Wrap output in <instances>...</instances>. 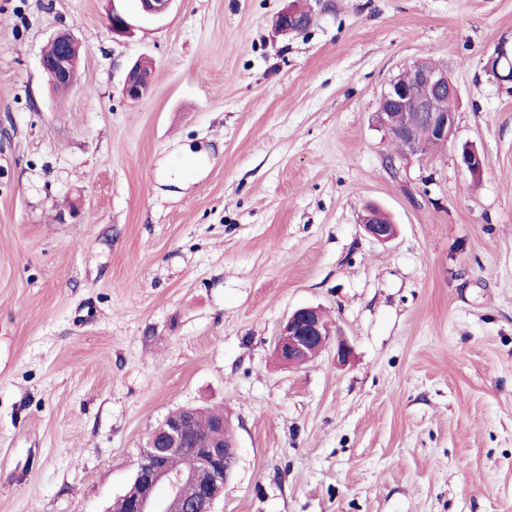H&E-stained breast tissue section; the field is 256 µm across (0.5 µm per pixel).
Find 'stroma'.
Instances as JSON below:
<instances>
[{"mask_svg": "<svg viewBox=\"0 0 512 512\" xmlns=\"http://www.w3.org/2000/svg\"><path fill=\"white\" fill-rule=\"evenodd\" d=\"M291 2L312 22L286 37ZM62 30L81 54L59 94L40 56ZM503 42L512 0H176L158 20L0 0V512H109L183 406L232 423L216 512H512ZM422 56L458 88L455 127L396 176L372 114ZM371 204L389 243L359 223ZM305 305L345 362L277 361ZM512 51L506 45H499L489 59L488 67L502 85L512 84ZM148 71L147 67L141 66ZM138 64L133 65L127 72L123 84V95L127 100L138 101L146 96L151 89V76L142 71ZM459 164L472 175H480L484 169L483 155L469 144H463L458 153Z\"/></svg>", "mask_w": 512, "mask_h": 512, "instance_id": "1", "label": "stroma"}]
</instances>
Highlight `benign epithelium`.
<instances>
[{
	"instance_id": "1",
	"label": "benign epithelium",
	"mask_w": 512,
	"mask_h": 512,
	"mask_svg": "<svg viewBox=\"0 0 512 512\" xmlns=\"http://www.w3.org/2000/svg\"><path fill=\"white\" fill-rule=\"evenodd\" d=\"M175 0H139L142 13L153 19L166 16ZM300 13L293 7L284 9L276 19L278 31L299 33L304 26L298 23ZM108 28L112 38L130 33L131 25L126 16L112 10L108 17ZM58 42L59 57L54 63L57 76L67 81L71 75V64L79 57V46L68 34L54 37ZM488 67L502 85L512 84V51L499 45L489 59ZM151 89L150 74L133 65L127 72L123 84V95L130 101H138ZM455 97L458 90L448 77V72L420 58L397 76L390 79L382 92L378 106L373 112L374 127L387 139L398 141L400 151L386 157L387 167L396 172L405 160L423 156V143L417 137L416 121L422 120L429 133L442 140L450 138L455 113L438 109L437 100L443 95ZM459 164L472 175H480L484 169L483 155L474 147L464 144L458 153ZM383 216L370 209L361 219L365 232L380 243L391 241L396 235L393 224L382 223ZM331 341V328L322 312L311 306L292 311L279 327L275 341V352L287 366L300 365ZM195 408L185 407L175 415L168 414L148 434L140 462L134 476L138 492L131 500L130 512H215V505L230 477L235 456L224 449L218 438L196 433ZM186 449L194 451L196 466L191 471L179 472L170 467V458ZM194 484L197 500L180 499L181 486ZM164 484L169 491L168 499L161 503L156 499L155 488Z\"/></svg>"
}]
</instances>
